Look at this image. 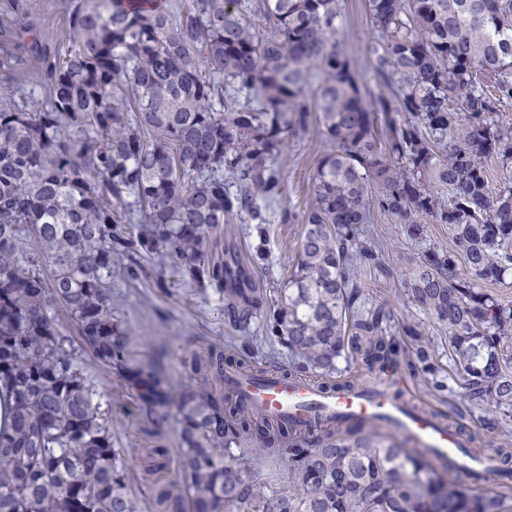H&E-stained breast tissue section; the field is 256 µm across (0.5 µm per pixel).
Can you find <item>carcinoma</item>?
<instances>
[{
  "instance_id": "1",
  "label": "carcinoma",
  "mask_w": 512,
  "mask_h": 512,
  "mask_svg": "<svg viewBox=\"0 0 512 512\" xmlns=\"http://www.w3.org/2000/svg\"><path fill=\"white\" fill-rule=\"evenodd\" d=\"M69 2L67 49L51 56L23 42L28 0H0V384L13 398L0 512H138L58 317L162 420L164 371L134 361L112 312V267L128 256L169 259L184 284L224 296L231 325H258L241 369L268 343L288 351L295 379L354 356L378 379L394 334L360 276L390 275L369 228L386 216L423 246L403 295L448 332L468 400L512 420V304L486 288L512 275V182L491 189L485 167L512 170V0H366L363 77L341 48L343 0ZM313 127L328 149L308 205L279 213L304 233L268 299L218 226L260 225L264 257L267 210L285 195L276 159ZM431 224L451 248L427 244ZM403 330L408 365L436 375L425 330ZM182 365L198 383L179 396L177 478L154 479L168 450L145 449L153 512H512L507 466L495 491L463 487L423 451L348 424L258 416L217 387L232 366L218 347ZM256 431L297 484L267 495L242 448Z\"/></svg>"
}]
</instances>
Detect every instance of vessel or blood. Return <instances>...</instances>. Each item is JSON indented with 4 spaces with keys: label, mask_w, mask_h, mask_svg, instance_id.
<instances>
[{
    "label": "vessel or blood",
    "mask_w": 512,
    "mask_h": 512,
    "mask_svg": "<svg viewBox=\"0 0 512 512\" xmlns=\"http://www.w3.org/2000/svg\"><path fill=\"white\" fill-rule=\"evenodd\" d=\"M225 382L251 410L282 421L305 422L313 414L327 419L343 415L354 422L390 416L395 431L409 437L416 447L428 449V458L436 465L463 445L458 433L439 425L429 414L407 412L383 386L337 392L318 381L293 383L278 373L252 377L232 371L226 372Z\"/></svg>",
    "instance_id": "b4317fda"
}]
</instances>
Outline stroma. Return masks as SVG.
I'll list each match as a JSON object with an SVG mask.
<instances>
[{
	"mask_svg": "<svg viewBox=\"0 0 512 512\" xmlns=\"http://www.w3.org/2000/svg\"><path fill=\"white\" fill-rule=\"evenodd\" d=\"M35 17V31L49 52L62 49L64 0H30ZM344 51L358 73L369 64L364 55L371 34L365 0H344ZM324 143L318 132H310L302 141L288 143L277 158L286 184L281 206L303 208L308 200L312 178ZM224 241L235 246L244 263L250 264L253 281L274 295L289 272L303 236L299 224L274 223L267 227V246L263 260L253 261L254 225L243 220L224 225ZM372 234L383 248L384 261L393 267L392 278L364 273L361 284L373 302L382 306L393 332L399 333L403 351H411L412 340L403 335L401 325L419 323L433 344L441 368L442 385L433 388L427 376L405 373L408 388L415 398L427 402L437 412L452 416L464 436L481 440L488 455L497 449L512 448V422L497 423L491 408L475 409L465 398L448 354V335L427 313L401 294L408 261L416 254L414 244L404 239L397 225L381 219L373 224ZM112 300L118 315L133 330L136 360L160 363L170 379V390L179 393L191 379L181 360L190 350H206L214 344L236 342L237 332L224 318V300L214 291L200 292L182 284L168 264L157 260L132 258L115 264L112 270ZM82 366L110 404L112 444L126 469L131 490L138 503H146L140 479V450L146 443L151 424L141 416L135 397L113 375L96 365L89 355L80 358Z\"/></svg>",
	"mask_w": 512,
	"mask_h": 512,
	"instance_id": "1",
	"label": "stroma"
}]
</instances>
